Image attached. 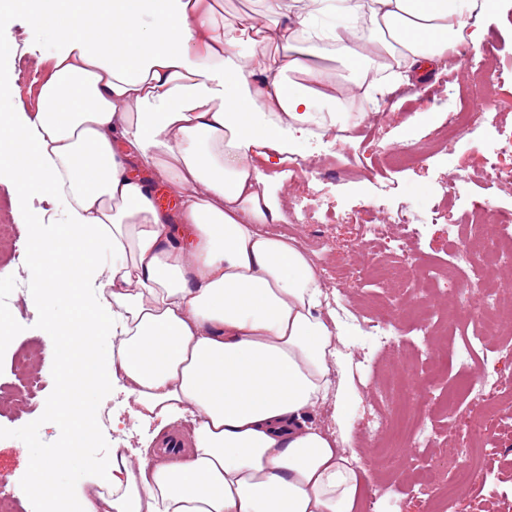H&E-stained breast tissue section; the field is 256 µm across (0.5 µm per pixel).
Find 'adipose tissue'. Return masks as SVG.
Segmentation results:
<instances>
[{"label": "adipose tissue", "instance_id": "adipose-tissue-1", "mask_svg": "<svg viewBox=\"0 0 512 512\" xmlns=\"http://www.w3.org/2000/svg\"><path fill=\"white\" fill-rule=\"evenodd\" d=\"M26 2L29 32L53 36L35 111L0 82V164L50 206L31 223L32 264L62 270L40 277L45 323L74 286L98 288L69 325L78 442L29 453L27 495L42 512H361L367 470L337 444L341 335L310 253L267 230L285 213L264 166L342 124L344 91L378 102L479 46L499 0H264V18L225 22L217 0ZM116 379L145 423L198 416L187 462L116 453L74 476L94 388ZM330 403L335 433L312 420Z\"/></svg>", "mask_w": 512, "mask_h": 512}]
</instances>
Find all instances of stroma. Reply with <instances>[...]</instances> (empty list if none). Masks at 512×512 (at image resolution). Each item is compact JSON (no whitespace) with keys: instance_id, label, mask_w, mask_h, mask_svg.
<instances>
[{"instance_id":"35a3bbf8","label":"stroma","mask_w":512,"mask_h":512,"mask_svg":"<svg viewBox=\"0 0 512 512\" xmlns=\"http://www.w3.org/2000/svg\"><path fill=\"white\" fill-rule=\"evenodd\" d=\"M27 27L26 11L17 8L15 0H0V50H6L11 62L6 80L14 90L17 109L30 112L36 104L31 87L39 77L35 63L45 45L42 39L27 35ZM457 53L469 65L482 67L484 77L450 64L425 80L399 85L381 105V121L353 138L348 153L339 152L334 134L326 133L293 155L290 164L278 166V179L271 185L285 205L319 195L336 212L335 221L329 223L320 213L304 212L301 226L292 229L280 224L276 230L315 255L316 269L344 336L340 351L354 393L349 404L355 417L350 450L368 471V498L376 502L379 512H423L424 497L414 488L413 457L443 470L480 464L478 452L449 430L446 418L434 419L435 433L420 448L397 427L402 412L400 382H407L413 400L427 397L420 379L422 362L416 353L419 342L409 323L419 316L422 302L444 309L455 304L456 293L399 296L386 289L384 282L397 264L394 240L402 234L400 225L388 226L391 241L380 247L356 237L359 223L380 224L386 215L405 211L413 223L423 227L414 245L417 266L445 272L454 267L449 225H458L464 234L470 231V213L448 191L457 176H466L467 196L489 205L485 233L498 230L494 211L512 210V186L494 178L486 154L489 138H512V0H502L479 47L464 44ZM476 98L482 101V122L453 144L448 157H441L438 148L445 119ZM401 146L423 154V162L393 165L387 150ZM299 164L317 168L318 179L309 182L292 176L290 166ZM11 192L9 171L0 167V225L13 227L9 236L0 237V333L5 336L0 342V491L11 493L16 512H38V504L24 495L29 478L24 451L64 448L71 442L78 424L61 405V380L67 371L79 368L81 358L71 347L66 326L47 328L27 261L29 227L25 220L44 203L31 195L15 201ZM379 317L394 322L400 340L398 354L385 352L366 329V322ZM20 347L27 353L28 366L43 380L36 397L26 403L10 400L19 385L13 353ZM129 405L121 384L99 389L89 442L97 466H109L116 449L133 461L145 453L150 431L131 418ZM380 412L388 414L390 424L383 434L370 435L371 419ZM502 456L498 472L487 476L483 486L453 494L435 490V497L446 498V512H479L486 493L492 490L512 496V448L503 449Z\"/></svg>"}]
</instances>
